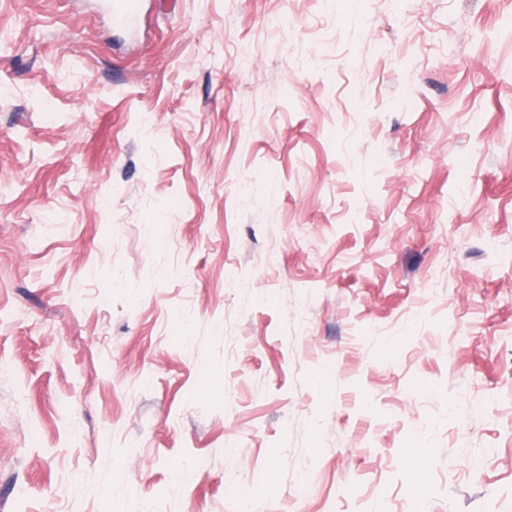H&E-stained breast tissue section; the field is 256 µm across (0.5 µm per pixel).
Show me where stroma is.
<instances>
[{
    "instance_id": "stroma-1",
    "label": "stroma",
    "mask_w": 512,
    "mask_h": 512,
    "mask_svg": "<svg viewBox=\"0 0 512 512\" xmlns=\"http://www.w3.org/2000/svg\"><path fill=\"white\" fill-rule=\"evenodd\" d=\"M141 2L0 0V512H512V0ZM112 25L129 27L137 18L139 12L138 0H111Z\"/></svg>"
}]
</instances>
